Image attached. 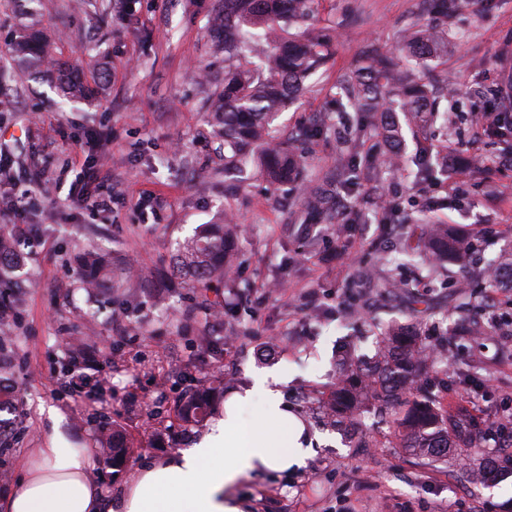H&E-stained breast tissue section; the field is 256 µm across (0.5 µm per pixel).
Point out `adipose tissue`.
I'll return each instance as SVG.
<instances>
[{"mask_svg":"<svg viewBox=\"0 0 512 512\" xmlns=\"http://www.w3.org/2000/svg\"><path fill=\"white\" fill-rule=\"evenodd\" d=\"M284 376L257 371L231 391L224 416L192 448L140 466L119 494L91 482L88 449L66 442L33 449L24 477L0 497V512H249L235 489L246 477L289 475L305 468L317 431L289 405ZM260 401L258 418L245 416Z\"/></svg>","mask_w":512,"mask_h":512,"instance_id":"ef3b65f1","label":"adipose tissue"}]
</instances>
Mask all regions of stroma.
Returning <instances> with one entry per match:
<instances>
[{
  "label": "stroma",
  "mask_w": 512,
  "mask_h": 512,
  "mask_svg": "<svg viewBox=\"0 0 512 512\" xmlns=\"http://www.w3.org/2000/svg\"><path fill=\"white\" fill-rule=\"evenodd\" d=\"M103 2L39 0L32 15L28 0H0V67L9 64L16 29L33 21L54 36V60L97 90L92 100L71 102L51 74L0 77V199L21 207L23 223L43 227L16 244L20 288H0L15 314L12 370L0 385L12 392L16 432L0 493L23 475L29 449L60 434L92 449L91 476L116 495L143 462L177 454L204 434L176 418L185 387L207 382L214 421L229 390L252 372L277 370L289 403L327 442L297 482L241 480L238 492L254 512H512V474L486 486L462 480L481 456L422 461L393 446L387 417L374 412L362 421L371 445L358 448L319 409L343 345L373 353L374 321L411 317L398 291L357 281L363 268L373 278L394 268L409 273L398 218L424 213L471 229L478 264L512 248V122L495 129L478 122L496 108L498 90L512 87V0H469L447 20L444 69L458 95L453 103L439 98L438 107L455 105V124L405 129L406 171L381 173L351 191L332 181L336 161L352 152L372 158L375 141L366 113H337V79L366 48L396 55L402 35L434 14L422 0H315L304 29L330 36L328 62L279 116L277 135L317 127L299 147L303 179L360 220L304 231L289 187L271 186L255 167L224 170V141L208 123L209 102L224 87V51L209 29L218 0H125L105 25L97 20ZM450 142L456 157L482 164L481 174L458 172L453 194L446 177L415 175ZM84 168L93 191L111 192V209L69 201ZM377 193L388 197L395 223L381 224L370 202ZM229 214L238 228L236 265L223 286L205 292L166 280L177 242ZM92 246L111 252L115 264L135 263L127 280L134 297L92 302L72 287L74 258ZM458 279L455 271L423 279L426 344L458 327ZM88 336L98 351L81 369L77 391L60 362ZM427 381L441 405L473 399L483 414L498 416L512 408V353L499 339L462 340L448 355L447 382L432 372ZM104 417L132 449L118 466L96 451Z\"/></svg>",
  "instance_id": "stroma-1"
}]
</instances>
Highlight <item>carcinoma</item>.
<instances>
[{
  "label": "carcinoma",
  "mask_w": 512,
  "mask_h": 512,
  "mask_svg": "<svg viewBox=\"0 0 512 512\" xmlns=\"http://www.w3.org/2000/svg\"><path fill=\"white\" fill-rule=\"evenodd\" d=\"M312 5L313 0H224L213 19V27L224 33V91L217 96L210 116L215 133L224 138L230 152L224 160L240 169L259 152V170L275 187L298 188L303 175L300 154L275 138L272 123L328 59L318 39L291 33L310 16ZM400 51L404 64L371 50L363 52L360 64L340 78L341 97L336 99V111L354 107L371 117L369 134L384 138L389 145L385 168L390 172L404 166L403 125L449 121L448 113L436 106L432 84L418 74L420 68L444 62L446 31L437 24L419 26L406 36ZM12 53L25 69L43 72L51 60L52 42L32 24L15 34ZM59 90L80 100L93 94L76 75L61 83ZM375 176L377 165L370 161L362 163L354 157L336 165V181L343 187ZM300 202L310 218L324 214L318 195L302 196ZM471 236L457 227L425 221L414 225L405 249L423 266H463L470 256ZM11 247L12 239L1 224L0 265L13 261ZM233 256L231 233L223 224H212L180 246L172 273L192 285H208L232 273ZM77 278L93 298L110 296L112 289L122 288L112 280V263L95 248L79 259ZM420 285V279L410 277L388 280L378 287L398 288L418 303L424 301ZM85 363L86 349L75 348L61 364V373L67 376ZM429 364L435 373L448 375L440 352L425 347L416 323L384 325L372 356L345 348L340 379L330 399L333 417L351 425L366 410H384L396 427L397 446L428 461L442 460L450 451L483 453L495 421L489 415L476 417L461 409L442 410L421 380ZM183 396L192 399V404L180 410L182 422H203L209 415V398L195 390ZM129 452L122 440L104 441L105 457L114 465L123 462Z\"/></svg>",
  "instance_id": "carcinoma-1"
}]
</instances>
